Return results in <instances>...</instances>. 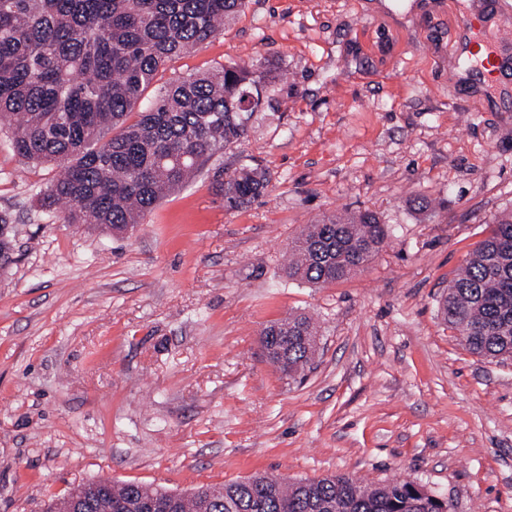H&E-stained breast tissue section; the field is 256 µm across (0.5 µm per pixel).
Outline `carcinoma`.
Here are the masks:
<instances>
[{
    "label": "carcinoma",
    "instance_id": "cac0c4a2",
    "mask_svg": "<svg viewBox=\"0 0 512 512\" xmlns=\"http://www.w3.org/2000/svg\"><path fill=\"white\" fill-rule=\"evenodd\" d=\"M245 0H0V121L25 161L53 164L41 206L65 224L123 233L165 195L184 187L215 153L238 142L264 102L266 72L251 61L154 86L167 61L214 36ZM265 172L244 167L217 182L224 207L262 197ZM10 216L0 214V267L10 262ZM388 237L371 210L325 215L292 241L288 278L342 280L367 265ZM438 313L472 354L512 361V211L468 254L438 300ZM288 375L303 373L318 329L305 315L278 321ZM114 483L112 512H448L414 482L361 486L348 476H254L188 494Z\"/></svg>",
    "mask_w": 512,
    "mask_h": 512
}]
</instances>
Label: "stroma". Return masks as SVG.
<instances>
[{
  "label": "stroma",
  "instance_id": "obj_1",
  "mask_svg": "<svg viewBox=\"0 0 512 512\" xmlns=\"http://www.w3.org/2000/svg\"><path fill=\"white\" fill-rule=\"evenodd\" d=\"M498 0H247L161 82L262 61L269 106L133 230L45 219L57 167L0 130V512H43L97 479L179 493L255 475L426 485L451 512H512V363L465 350L437 313L457 268L512 210V75L450 69ZM265 170L229 210L218 180ZM375 211L380 252L346 279H289L325 214ZM320 325L292 379L262 330Z\"/></svg>",
  "mask_w": 512,
  "mask_h": 512
}]
</instances>
